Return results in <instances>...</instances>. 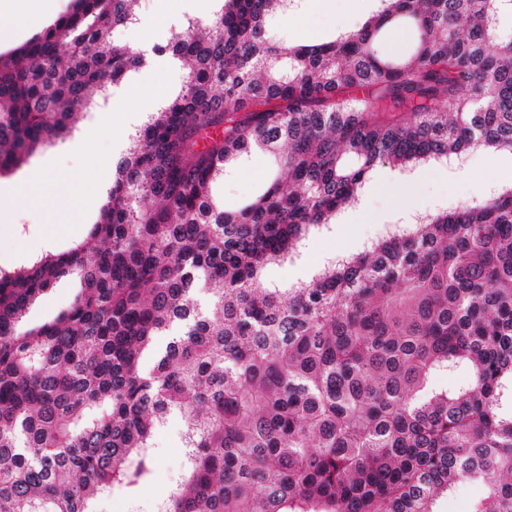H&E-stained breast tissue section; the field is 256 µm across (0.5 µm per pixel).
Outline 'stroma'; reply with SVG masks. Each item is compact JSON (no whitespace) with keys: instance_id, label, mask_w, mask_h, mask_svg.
I'll return each mask as SVG.
<instances>
[{"instance_id":"35a3bbf8","label":"stroma","mask_w":512,"mask_h":512,"mask_svg":"<svg viewBox=\"0 0 512 512\" xmlns=\"http://www.w3.org/2000/svg\"><path fill=\"white\" fill-rule=\"evenodd\" d=\"M364 0H323L321 21L308 28L301 13L279 17L275 28L286 44L321 43L358 28L366 19L359 6ZM214 9L213 0H142L140 23L117 33L118 41L158 45L179 30L189 18L205 17ZM182 64L157 55L130 72L111 89L109 99L135 109V118L125 125L108 127L106 106L80 113L73 134L64 143L46 148L19 167L0 175V270L10 273L31 264L42 255L62 253L90 245V230L101 217V209L86 197L72 194L73 182L91 162H99L98 174L115 178L117 162L127 154L132 132L155 112L161 100L173 98L183 81ZM53 173V182L31 193L23 187L32 176ZM273 166L268 155L255 152L234 171L225 174L220 196L226 210L235 211L257 196ZM512 182V155L476 149L448 164H430L410 172L377 165L360 191L358 203L342 212L335 223L310 228L300 254L269 264L266 283L283 288L309 281L328 260L360 253L371 242L386 235L391 225L401 223L407 212L421 214L454 208L461 202L484 195L488 183ZM80 288L77 277L59 280L30 308L26 321L38 324L55 318L74 299ZM179 420L157 433V464L139 497L116 491L102 497L98 512H151L177 485L186 466Z\"/></svg>"}]
</instances>
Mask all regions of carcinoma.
Wrapping results in <instances>:
<instances>
[{
    "label": "carcinoma",
    "mask_w": 512,
    "mask_h": 512,
    "mask_svg": "<svg viewBox=\"0 0 512 512\" xmlns=\"http://www.w3.org/2000/svg\"><path fill=\"white\" fill-rule=\"evenodd\" d=\"M137 2L73 0L0 55V172L145 63L113 39ZM217 2L156 48L184 83L132 135L97 245L0 273V512L139 494L174 416L188 468L158 512H438L469 482L485 486L470 512H512V185L300 286L261 279L378 163L512 154V0H380L303 46L271 29L289 0ZM254 151L277 176L228 212L214 184ZM67 276L74 301L28 326ZM454 371L465 381L430 385Z\"/></svg>",
    "instance_id": "cac0c4a2"
}]
</instances>
